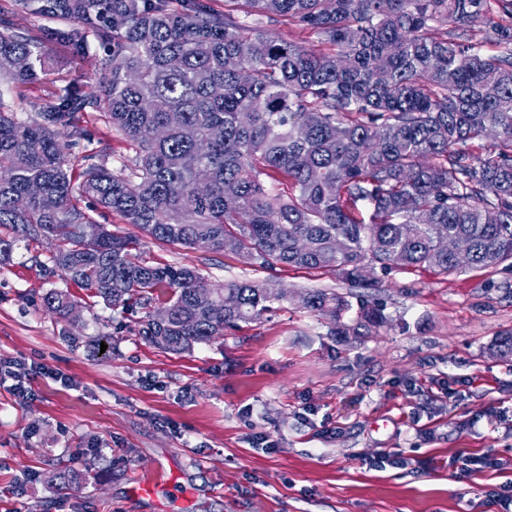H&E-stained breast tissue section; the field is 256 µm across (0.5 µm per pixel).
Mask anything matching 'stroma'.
<instances>
[{
    "label": "stroma",
    "mask_w": 512,
    "mask_h": 512,
    "mask_svg": "<svg viewBox=\"0 0 512 512\" xmlns=\"http://www.w3.org/2000/svg\"><path fill=\"white\" fill-rule=\"evenodd\" d=\"M74 53L47 45L42 83L0 80V99L19 121L36 116L48 92L96 88L108 55L96 36ZM89 141L63 138L67 168L83 166L87 143L113 173L133 152L101 116ZM81 207L138 239L136 261L192 267L209 283L273 280L294 291L346 294L328 270L260 268L233 254L140 237L115 214ZM51 245L16 248L0 263V358L67 375L16 397L0 378V512H512L499 501L512 470L459 479L451 460L491 453L512 460V360L491 354L512 333V268L448 276L427 267L376 272L385 326L358 339L332 335L334 321L297 305L225 329L172 354L138 334L143 309L90 302L60 275L45 273ZM79 304L71 322L47 312L48 289ZM99 448L95 458L79 450ZM396 451L403 464H378ZM84 473L79 489L49 482L55 466ZM154 480L160 498L134 492Z\"/></svg>",
    "instance_id": "35a3bbf8"
}]
</instances>
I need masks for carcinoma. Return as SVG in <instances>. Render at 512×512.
Instances as JSON below:
<instances>
[{
    "label": "carcinoma",
    "instance_id": "carcinoma-1",
    "mask_svg": "<svg viewBox=\"0 0 512 512\" xmlns=\"http://www.w3.org/2000/svg\"><path fill=\"white\" fill-rule=\"evenodd\" d=\"M21 2L78 20L108 46L112 67L101 89L69 88L32 122L0 101V263L22 242L53 240L51 271L108 306L145 309L148 344L188 352L288 302V291L214 286L194 268L139 263L137 240L97 223L78 194L148 239L205 242L269 270H331L354 288L375 286L377 268L512 266V0H243L253 23L204 0ZM8 13L1 4L0 78L16 86L43 79L46 42L84 48L63 28L16 33ZM275 17L313 30L327 49L271 36L262 20ZM475 28L496 54L467 44ZM92 112L134 146L127 175L103 163L64 167L62 129L92 144L83 126ZM489 128L493 150L473 153ZM450 236L469 242L467 266L437 250ZM42 301L63 319L76 306L56 288ZM156 303L170 309L163 325L151 320ZM299 307L331 314L336 336L387 322L358 293L305 291ZM80 477L51 474L65 489Z\"/></svg>",
    "mask_w": 512,
    "mask_h": 512
}]
</instances>
